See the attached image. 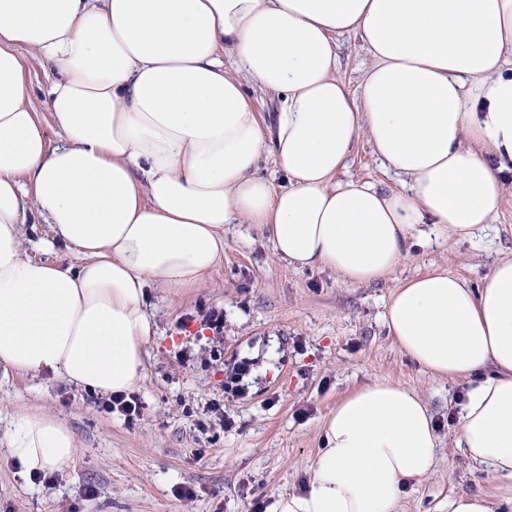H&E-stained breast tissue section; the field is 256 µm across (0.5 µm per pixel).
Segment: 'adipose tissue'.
I'll return each mask as SVG.
<instances>
[{
	"instance_id": "ef3b65f1",
	"label": "adipose tissue",
	"mask_w": 512,
	"mask_h": 512,
	"mask_svg": "<svg viewBox=\"0 0 512 512\" xmlns=\"http://www.w3.org/2000/svg\"><path fill=\"white\" fill-rule=\"evenodd\" d=\"M347 34L370 56L355 95L338 76ZM249 84L280 99L272 129ZM361 136L398 188L338 180ZM268 156L281 184L258 172ZM510 194L512 0H0V367L17 374L133 389L156 333L148 289L201 285L225 225L369 285L412 241L484 232ZM40 222L80 265L29 256L24 227ZM385 324L431 377L471 380L457 444L512 478V258L477 289L445 270L407 279ZM322 442L308 489L269 512H395L438 435L418 393L376 381L337 403ZM6 445L27 475L75 454L46 413L16 415ZM26 78L31 84L33 91L32 104L36 112H40L42 128L46 138L54 145L58 140V136L56 130L52 127L50 115L44 105L45 89L48 83L42 68L38 64L31 65L29 70L26 71Z\"/></svg>"
}]
</instances>
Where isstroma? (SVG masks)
Instances as JSON below:
<instances>
[{"mask_svg":"<svg viewBox=\"0 0 512 512\" xmlns=\"http://www.w3.org/2000/svg\"><path fill=\"white\" fill-rule=\"evenodd\" d=\"M339 77L357 91L370 57L354 35L339 42ZM339 179L396 188L398 178L358 138ZM46 225L24 227V245L37 259L78 265L77 250L44 247ZM512 257V196L491 230L464 240L440 238L413 246L388 279L347 286L329 270L300 269L275 254L267 233L250 224L224 231V258L202 287L152 288L149 309L158 333L147 346L136 389L141 418L126 423L105 413L99 395L48 373L21 376L0 369V434L21 411L57 417L72 432L75 455L52 490L34 484L0 443V512H251L253 502L307 487L321 447V427L339 400L376 380L414 389L438 425L430 473L406 488L395 512H448V499L479 493L492 512H512L507 479L471 463L456 446L455 420L470 386L435 379L402 354L385 325L392 292L406 279L445 269L479 287L494 263ZM224 311V337L214 341L182 320L203 308ZM190 348L182 363L175 351ZM249 360L248 395L225 399L224 376ZM222 400L235 424L199 427L211 401ZM95 495H87V487ZM191 488V500L177 498Z\"/></svg>","mask_w":512,"mask_h":512,"instance_id":"obj_1","label":"stroma"}]
</instances>
